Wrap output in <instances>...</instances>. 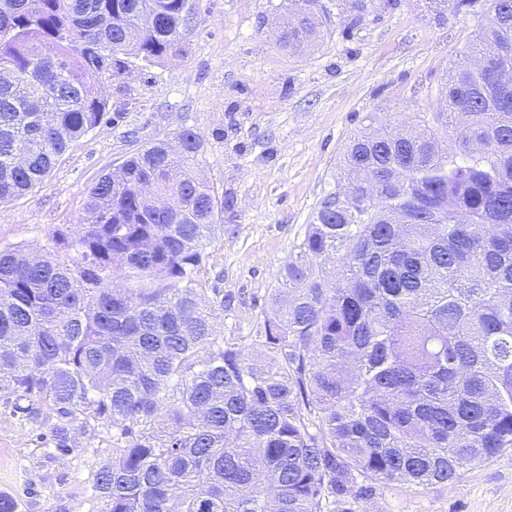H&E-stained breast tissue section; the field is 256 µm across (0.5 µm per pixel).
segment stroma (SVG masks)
I'll list each match as a JSON object with an SVG mask.
<instances>
[{
    "label": "stroma",
    "mask_w": 512,
    "mask_h": 512,
    "mask_svg": "<svg viewBox=\"0 0 512 512\" xmlns=\"http://www.w3.org/2000/svg\"><path fill=\"white\" fill-rule=\"evenodd\" d=\"M182 56L134 63L131 76L94 84L110 121L74 141L26 196L0 203V248L43 252L75 235L103 173L184 128L200 137L199 170L231 200L194 277L220 288L224 336L251 346L262 310L367 116L424 111L474 38L478 17L442 0H318L314 42L298 51L274 31L294 0H190ZM0 394V492L21 512H98L94 473L112 428L23 416ZM65 427L58 439L57 427ZM369 512H512V451L427 488L394 484Z\"/></svg>",
    "instance_id": "1"
}]
</instances>
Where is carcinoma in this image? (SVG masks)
<instances>
[{
  "instance_id": "1",
  "label": "carcinoma",
  "mask_w": 512,
  "mask_h": 512,
  "mask_svg": "<svg viewBox=\"0 0 512 512\" xmlns=\"http://www.w3.org/2000/svg\"><path fill=\"white\" fill-rule=\"evenodd\" d=\"M187 2L0 0V203L103 121L91 82L181 55ZM484 2L430 111L349 140L253 351L191 278L224 197L190 128L97 179L66 257L0 250V393L112 426L99 512H359L512 448V0Z\"/></svg>"
}]
</instances>
